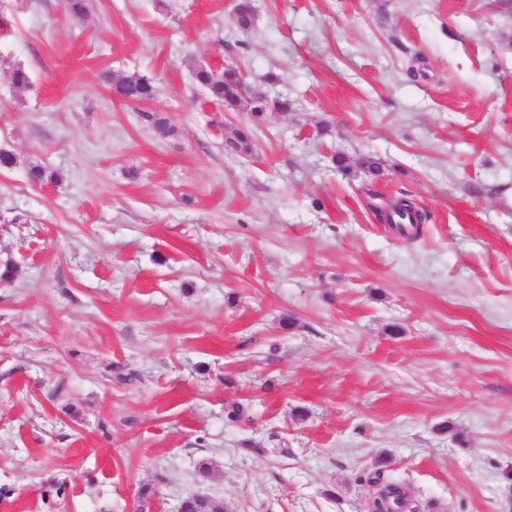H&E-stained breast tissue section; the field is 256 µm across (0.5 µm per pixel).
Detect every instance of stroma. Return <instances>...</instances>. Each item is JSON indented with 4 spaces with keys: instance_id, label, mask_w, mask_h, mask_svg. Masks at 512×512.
Listing matches in <instances>:
<instances>
[{
    "instance_id": "stroma-1",
    "label": "stroma",
    "mask_w": 512,
    "mask_h": 512,
    "mask_svg": "<svg viewBox=\"0 0 512 512\" xmlns=\"http://www.w3.org/2000/svg\"><path fill=\"white\" fill-rule=\"evenodd\" d=\"M234 3L0 0V512H372L378 473L512 512V0ZM402 194L413 241L373 215ZM193 78L197 84L207 91L209 98L215 104L222 105L228 110L247 106L242 103V100L256 97L252 87L242 75H239L238 90L243 99L238 97L236 90L231 84L224 82V76L222 77L220 74H217L215 69L211 67L196 66L193 71ZM106 79L112 83L126 98L127 102L143 103L152 101L155 97L156 88L152 80L139 74L124 75L112 80V75H107Z\"/></svg>"
}]
</instances>
